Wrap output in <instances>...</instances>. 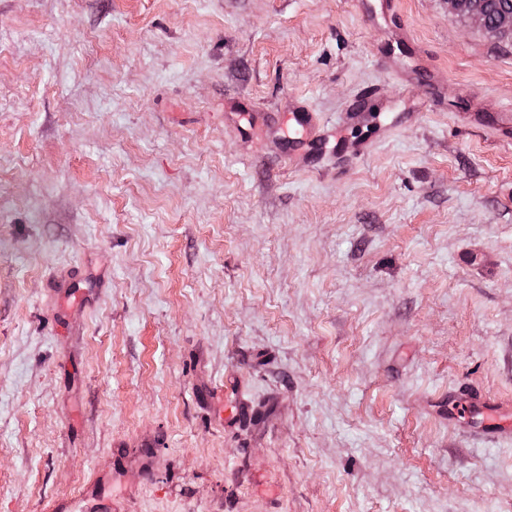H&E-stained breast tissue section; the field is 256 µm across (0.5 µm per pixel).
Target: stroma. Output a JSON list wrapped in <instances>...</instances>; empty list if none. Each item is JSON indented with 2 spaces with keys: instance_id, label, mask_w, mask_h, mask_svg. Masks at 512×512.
<instances>
[{
  "instance_id": "35a3bbf8",
  "label": "stroma",
  "mask_w": 512,
  "mask_h": 512,
  "mask_svg": "<svg viewBox=\"0 0 512 512\" xmlns=\"http://www.w3.org/2000/svg\"><path fill=\"white\" fill-rule=\"evenodd\" d=\"M470 393L512 408V41L0 0V512H512Z\"/></svg>"
}]
</instances>
